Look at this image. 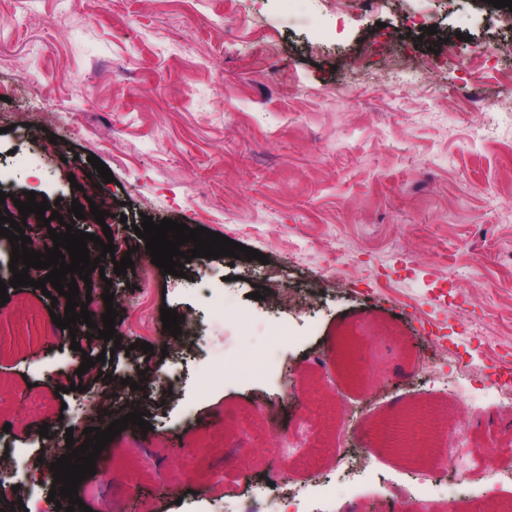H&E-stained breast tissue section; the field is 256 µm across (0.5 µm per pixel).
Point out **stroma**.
<instances>
[{
    "mask_svg": "<svg viewBox=\"0 0 512 512\" xmlns=\"http://www.w3.org/2000/svg\"><path fill=\"white\" fill-rule=\"evenodd\" d=\"M436 26L417 36L416 22ZM512 42L487 0H377L337 22L326 0H7L0 6V168L5 192L33 191L106 211L73 229H111L135 270L93 279L111 290L126 347L56 327L31 286L0 304V466L4 493L53 512L50 469L67 421L91 396L147 363L151 429L122 430L108 470L78 486L93 512H262L261 470L288 473L311 506L323 490L356 512L393 484L439 508L430 478L470 512L483 489L460 482L488 438L512 433V57L469 73L473 45ZM436 47L440 67L427 63ZM473 83L481 101H450ZM99 158L114 179L95 175ZM204 227L265 261L194 258L182 276L151 264L143 216ZM150 267L143 280L141 267ZM327 282L281 307L278 289ZM262 299H252V291ZM185 321L166 350L161 308ZM395 343L379 341L386 330ZM358 348L368 386L336 372V341ZM153 352L136 348L137 339ZM79 350H71L72 342ZM113 351L114 360L98 355ZM429 356L430 373L413 362ZM94 367L80 371L84 357ZM459 408H452V400ZM388 419L451 406L465 451L456 474L382 461L377 483L349 485L339 443L361 446L364 401ZM281 408L280 426L246 417ZM48 426L41 436L40 426Z\"/></svg>",
    "mask_w": 512,
    "mask_h": 512,
    "instance_id": "1",
    "label": "stroma"
}]
</instances>
